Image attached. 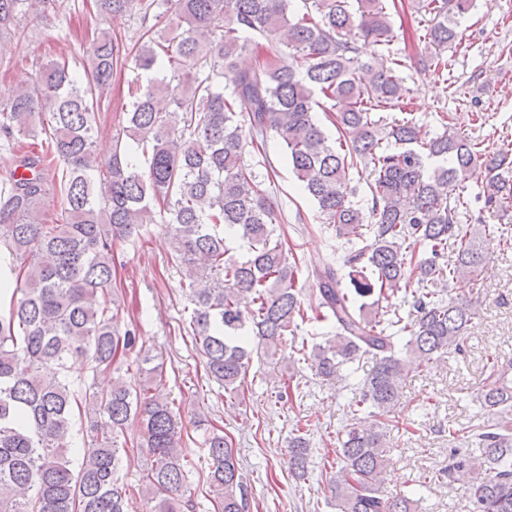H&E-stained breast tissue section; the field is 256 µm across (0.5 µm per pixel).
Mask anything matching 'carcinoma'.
Here are the masks:
<instances>
[{
	"mask_svg": "<svg viewBox=\"0 0 512 512\" xmlns=\"http://www.w3.org/2000/svg\"><path fill=\"white\" fill-rule=\"evenodd\" d=\"M175 2L176 27L146 25L139 37L142 76L128 85L125 123L108 159L96 155L95 139L122 63L102 25L136 6L146 21L151 4L94 0L83 70L62 54L0 99V149L14 156L0 180V268L10 271L0 276V300L10 299L8 315L0 314V512H125L120 437L131 420L140 422L151 458L139 488L149 512H195L177 413L157 394L163 364L114 319L115 245L158 220L173 226L175 259L188 266L189 328L224 392L239 393L252 354L276 352L300 320L335 330L302 354L315 375L333 378L344 364L374 360L357 385L353 423L338 438L340 477L329 504L336 512H415L414 500H392L377 485L395 428L390 409L411 370L459 348L477 317L480 240L462 223L470 213L464 183L476 168L488 176L478 221L512 246V225L493 223L512 212V141L450 135L443 114V132L432 135L406 116L410 90L389 56L402 0H305L300 17L292 0ZM54 5L0 0V41L25 34ZM474 5L418 0L429 16L422 38L435 70L448 68L444 53ZM258 36L264 54L240 66ZM359 38L381 50L361 60ZM160 94L170 96L171 109L156 107ZM318 108L330 113L336 139L319 125ZM377 110L401 116L374 120ZM42 134L41 151L25 149L24 139ZM270 138L323 223L350 244L341 260L349 287L331 261L312 269L318 298L310 316L297 264L272 241L275 205L243 160L246 144L263 147ZM352 169L373 177L366 210L345 196ZM232 237L247 244L246 260L230 254ZM451 283L467 294L445 298ZM407 288V315L384 309L382 301ZM130 355L135 384L119 377L91 394L70 376L82 358L95 378ZM476 402L483 423L448 433L480 455L454 453L448 478L464 480L471 512H512V376L494 359ZM204 445L217 512H248L236 451L215 429ZM288 447L291 476L308 479L307 435H294Z\"/></svg>",
	"mask_w": 512,
	"mask_h": 512,
	"instance_id": "cac0c4a2",
	"label": "carcinoma"
}]
</instances>
